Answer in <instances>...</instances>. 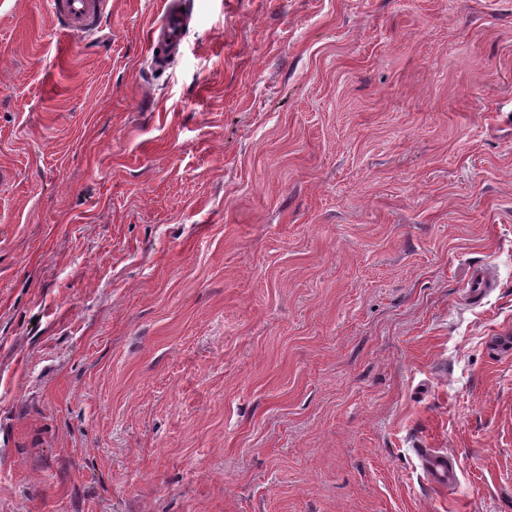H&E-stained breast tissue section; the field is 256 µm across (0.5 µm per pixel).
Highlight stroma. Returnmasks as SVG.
Returning a JSON list of instances; mask_svg holds the SVG:
<instances>
[{
    "mask_svg": "<svg viewBox=\"0 0 512 512\" xmlns=\"http://www.w3.org/2000/svg\"><path fill=\"white\" fill-rule=\"evenodd\" d=\"M164 2L0 0V512H512V0ZM110 0H50L51 12L57 17L63 31L91 34L109 13ZM182 4V0L165 1L161 19L152 26L148 53L158 67L167 66L179 51L186 23V16L181 11ZM417 455L430 482L441 487H451L458 479L461 461L436 448L417 449Z\"/></svg>",
    "mask_w": 512,
    "mask_h": 512,
    "instance_id": "1",
    "label": "stroma"
}]
</instances>
